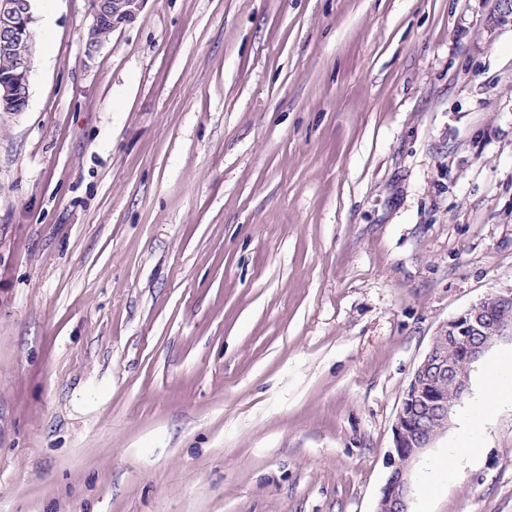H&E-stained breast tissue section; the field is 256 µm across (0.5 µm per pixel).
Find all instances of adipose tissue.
<instances>
[{
  "instance_id": "obj_1",
  "label": "adipose tissue",
  "mask_w": 512,
  "mask_h": 512,
  "mask_svg": "<svg viewBox=\"0 0 512 512\" xmlns=\"http://www.w3.org/2000/svg\"><path fill=\"white\" fill-rule=\"evenodd\" d=\"M487 377L493 378L494 383L464 412L461 417V433L458 444L449 448L447 455L448 466H455L461 459L471 456L474 438V421L481 417L492 406H497L506 400H512V359L496 361L486 370Z\"/></svg>"
}]
</instances>
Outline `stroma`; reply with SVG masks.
<instances>
[{
    "instance_id": "stroma-1",
    "label": "stroma",
    "mask_w": 512,
    "mask_h": 512,
    "mask_svg": "<svg viewBox=\"0 0 512 512\" xmlns=\"http://www.w3.org/2000/svg\"><path fill=\"white\" fill-rule=\"evenodd\" d=\"M0 115V512H375L438 328L512 289V0H36ZM411 512H512V406ZM145 0H91L93 23L88 29L86 46L88 52H95L103 41H106L112 32L104 23L110 25L113 31L121 24L132 20L140 10ZM101 28V29H100ZM100 30V38H99Z\"/></svg>"
}]
</instances>
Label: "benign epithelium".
I'll use <instances>...</instances> for the list:
<instances>
[{
	"mask_svg": "<svg viewBox=\"0 0 512 512\" xmlns=\"http://www.w3.org/2000/svg\"><path fill=\"white\" fill-rule=\"evenodd\" d=\"M143 2L91 0L88 53L102 45L103 24L116 29L134 18ZM34 22L31 0H0V52L12 53L31 40ZM32 70V55H20L14 68L0 75V112L25 111ZM508 331L512 332V290L488 297L440 326L404 390L393 425L391 471L375 512H409L414 464L447 431L454 408L468 391L472 365ZM450 345L461 350V362L448 361L444 350Z\"/></svg>",
	"mask_w": 512,
	"mask_h": 512,
	"instance_id": "obj_1",
	"label": "benign epithelium"
}]
</instances>
